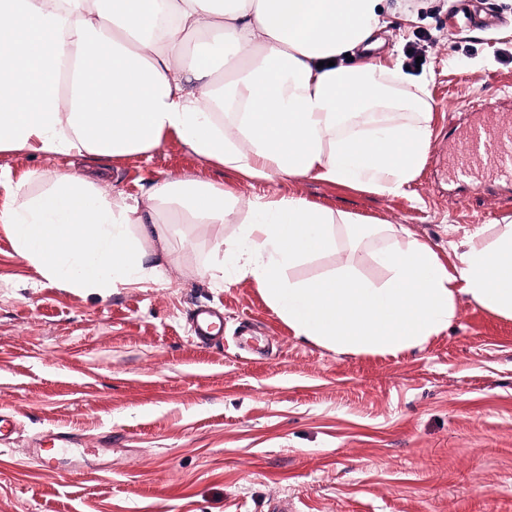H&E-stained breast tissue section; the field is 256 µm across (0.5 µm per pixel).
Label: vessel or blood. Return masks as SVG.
Returning <instances> with one entry per match:
<instances>
[{
    "mask_svg": "<svg viewBox=\"0 0 512 512\" xmlns=\"http://www.w3.org/2000/svg\"><path fill=\"white\" fill-rule=\"evenodd\" d=\"M464 153L457 163V173L473 179L476 188H484L479 173L484 166H491L497 176L512 177V113L496 111L486 106L480 119L464 133ZM195 339L205 343H219L224 339V318L212 309L198 310L193 316ZM51 448H33L29 455L46 472L57 469L58 455L72 445L71 437L57 431L51 436Z\"/></svg>",
    "mask_w": 512,
    "mask_h": 512,
    "instance_id": "1",
    "label": "vessel or blood"
}]
</instances>
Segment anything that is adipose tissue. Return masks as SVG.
<instances>
[{"instance_id": "1", "label": "adipose tissue", "mask_w": 512, "mask_h": 512, "mask_svg": "<svg viewBox=\"0 0 512 512\" xmlns=\"http://www.w3.org/2000/svg\"><path fill=\"white\" fill-rule=\"evenodd\" d=\"M388 24L386 0H0V151L114 158L174 133L250 178L402 194L430 147L429 79L338 63ZM16 196L0 211L16 254L101 298L158 281L153 244L178 225L239 212L223 186L189 178L156 181L141 205L78 174L36 171ZM380 235L378 284L350 255ZM211 251L202 275L253 280L296 336L339 352L423 347L457 320L462 293L512 318L511 224L491 241L472 234L451 272L403 225L282 196L254 201L238 236H214ZM330 252L334 271L290 277Z\"/></svg>"}]
</instances>
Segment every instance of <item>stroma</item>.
Listing matches in <instances>:
<instances>
[{
    "mask_svg": "<svg viewBox=\"0 0 512 512\" xmlns=\"http://www.w3.org/2000/svg\"><path fill=\"white\" fill-rule=\"evenodd\" d=\"M396 14L373 52L431 77V147L418 177L389 195L311 176L247 178L167 135L146 155L0 152V209L32 171L76 170L144 200L167 177L235 192L241 209L297 196L400 224L454 268L475 230L512 221V183L482 194L457 179L453 148L467 103L512 108V0H475L497 26L461 27V0H387ZM154 259L163 280L100 298L47 280L0 226V415L16 426L0 453V512H512V319L459 295L458 318L422 348L342 353L295 336L249 280L199 273L219 231L186 224ZM224 311V344L192 341L199 306ZM64 431L75 452L55 473L26 451Z\"/></svg>",
    "mask_w": 512,
    "mask_h": 512,
    "instance_id": "1",
    "label": "stroma"
}]
</instances>
